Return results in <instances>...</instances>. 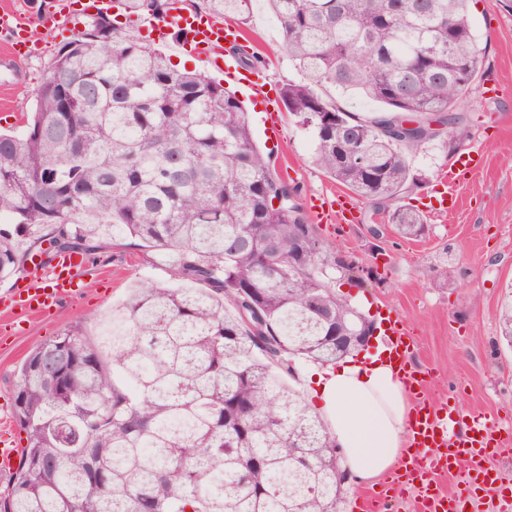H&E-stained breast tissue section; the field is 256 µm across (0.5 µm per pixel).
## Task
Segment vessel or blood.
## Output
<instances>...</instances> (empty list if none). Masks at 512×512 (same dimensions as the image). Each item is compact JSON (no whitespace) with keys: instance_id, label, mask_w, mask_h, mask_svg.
I'll list each match as a JSON object with an SVG mask.
<instances>
[{"instance_id":"obj_1","label":"vessel or blood","mask_w":512,"mask_h":512,"mask_svg":"<svg viewBox=\"0 0 512 512\" xmlns=\"http://www.w3.org/2000/svg\"><path fill=\"white\" fill-rule=\"evenodd\" d=\"M112 8V0H52L51 11L45 17L51 28L63 29L75 19L77 13H96ZM157 37L167 41L170 30L182 33L184 42L195 54L216 68L225 82L245 87L255 101L264 98V84L252 71L244 69L234 57H223L224 43L237 42L239 31L223 22L190 12H178L163 22L155 24ZM42 44L29 30V15L15 9L0 11V87L18 88L24 85L25 76L16 68L21 59L38 55ZM458 173L448 176L450 190L442 193L437 203L440 209L451 208L457 199L452 188L459 173L479 169L481 155H467L459 160ZM311 207L316 216L329 224H347L355 219L353 201L344 194L333 197L320 195L312 198ZM82 257L62 254L52 265V281L44 283L28 280L23 288L14 290L9 301L10 311L20 315L47 316L61 301L71 295L78 271L83 267ZM387 334L390 348L389 365L396 370L413 401V418L409 425L408 459L400 469L374 487L365 498L355 500L356 512H387L392 501L410 493L414 496L415 512H465L470 497L478 491H493L498 476L489 461L504 453V440L497 427L482 416H464L458 405H445L436 410L430 403L427 382L411 360L413 344L411 331L400 318H388ZM467 418L464 434L449 433L450 423ZM466 464L467 476L462 488L443 492L435 477L449 473L459 464Z\"/></svg>"}]
</instances>
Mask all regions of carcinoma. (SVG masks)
Segmentation results:
<instances>
[{"label": "carcinoma", "mask_w": 512, "mask_h": 512, "mask_svg": "<svg viewBox=\"0 0 512 512\" xmlns=\"http://www.w3.org/2000/svg\"><path fill=\"white\" fill-rule=\"evenodd\" d=\"M162 18L176 0H117ZM304 74L280 98L314 143L313 163L384 206L399 235L426 218L397 204L426 182L409 153L470 137L457 113L485 57L469 0H268ZM218 20L252 0H195ZM52 58L25 128L0 132V281L33 255L90 258L101 237L172 252L180 286L143 283L92 339L70 327L14 375L25 433L0 512H336L345 474L322 419L290 387V356L326 365L359 345L339 283H365L336 259L271 172L248 113L224 86L82 21ZM380 105L359 117L318 93ZM413 122L412 130L403 123ZM512 347V298L499 311ZM63 370L60 383L49 378ZM106 490L89 496L91 472Z\"/></svg>", "instance_id": "cac0c4a2"}]
</instances>
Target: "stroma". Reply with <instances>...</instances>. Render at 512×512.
I'll list each match as a JSON object with an SVG mask.
<instances>
[{
    "instance_id": "stroma-1",
    "label": "stroma",
    "mask_w": 512,
    "mask_h": 512,
    "mask_svg": "<svg viewBox=\"0 0 512 512\" xmlns=\"http://www.w3.org/2000/svg\"><path fill=\"white\" fill-rule=\"evenodd\" d=\"M469 13L476 34L488 45L482 70L460 107L470 119V136L461 150L482 154L486 166L458 186L459 209L426 211L428 233L408 240L387 226L382 209L359 198L355 223L322 224L318 231L359 265L378 266V280L352 294L376 321L393 314L409 326L412 361L426 373L435 403L454 400L463 411L485 412L505 429L512 427V348L499 339L498 315L512 291V10L500 0H470ZM246 29L264 61L261 71L270 94L284 82L301 80L282 50L267 0H253ZM58 46V39L45 37L43 53L20 63L26 85L0 90V131L21 130ZM490 79L498 86L492 96L484 92ZM280 118L279 142L267 141L258 127L254 141L273 152L275 174L298 187V199L306 206L337 183L313 164L309 134L288 112ZM410 159L428 180L409 189L402 203L418 207L442 190V178L455 159L435 141ZM375 224L385 227L377 240L368 231ZM174 263V255L143 249L133 239L106 241L96 260L81 270L76 295L63 300L52 316L24 319L12 335L0 336V428L18 429L13 373L36 346L74 325L97 337L130 288L141 281L171 283Z\"/></svg>"
}]
</instances>
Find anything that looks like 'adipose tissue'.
Segmentation results:
<instances>
[{
  "label": "adipose tissue",
  "mask_w": 512,
  "mask_h": 512,
  "mask_svg": "<svg viewBox=\"0 0 512 512\" xmlns=\"http://www.w3.org/2000/svg\"><path fill=\"white\" fill-rule=\"evenodd\" d=\"M387 356L381 343L374 352L307 375L343 464L359 486L397 467L407 443L412 409Z\"/></svg>",
  "instance_id": "1"
}]
</instances>
